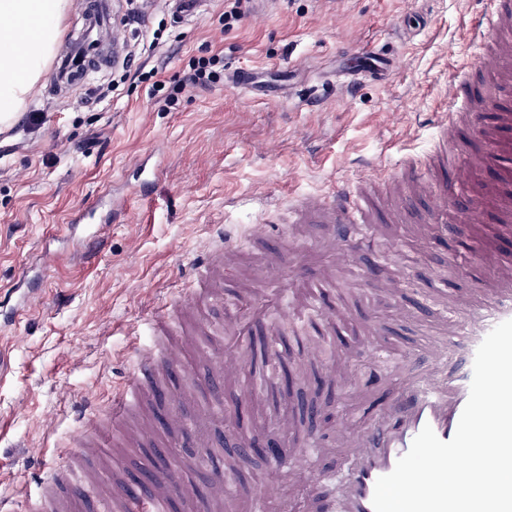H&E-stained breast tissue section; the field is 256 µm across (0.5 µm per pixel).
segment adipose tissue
Listing matches in <instances>:
<instances>
[{
    "label": "adipose tissue",
    "instance_id": "1",
    "mask_svg": "<svg viewBox=\"0 0 512 512\" xmlns=\"http://www.w3.org/2000/svg\"><path fill=\"white\" fill-rule=\"evenodd\" d=\"M69 0H0V125L20 112L58 45Z\"/></svg>",
    "mask_w": 512,
    "mask_h": 512
}]
</instances>
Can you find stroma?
Returning <instances> with one entry per match:
<instances>
[{
  "label": "stroma",
  "instance_id": "obj_1",
  "mask_svg": "<svg viewBox=\"0 0 512 512\" xmlns=\"http://www.w3.org/2000/svg\"><path fill=\"white\" fill-rule=\"evenodd\" d=\"M480 0H268L224 24V0L179 18L171 0H116L121 63L58 97L41 80L26 116L0 132V290L26 278L38 297L0 332V498L14 512H34L40 481L66 463L85 398L107 410L151 344L156 313L171 314L172 340L195 336L187 364L164 371L175 410L197 430L199 462L177 433L155 443H116L74 466L84 486L72 512H105L127 484L150 469L184 461L186 494L222 500V512H249L257 491L285 487L267 512H300L303 490L288 471L244 442L281 436L295 448L292 465L311 478L342 458L351 440L333 427L362 415L380 392L382 367L417 365L444 322L471 313L496 270L474 252L471 233L437 235L428 218L442 201L433 192L383 197L372 221L354 228L348 256L330 251V224H292L300 197L337 186L401 177L409 159L428 156L433 121L451 83L468 79L484 59L463 46ZM139 23L128 24L134 11ZM384 45L399 59L388 82L350 91L337 71L356 65V50ZM264 77L281 86L245 92L217 81L183 93L161 111L153 85H173L196 59ZM101 200L96 218L106 244L94 259L79 252L67 226ZM264 225L253 243L255 225ZM242 243L224 269V286L185 313L177 307L195 283L202 251L218 245L225 226ZM284 272L261 269L264 254ZM266 318L246 336L229 331L235 315ZM306 336L275 339L274 320ZM274 342L294 380H263L247 353ZM237 356L222 398L203 382L213 361ZM319 437L318 454L298 450Z\"/></svg>",
  "mask_w": 512,
  "mask_h": 512
}]
</instances>
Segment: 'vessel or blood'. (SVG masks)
Wrapping results in <instances>:
<instances>
[{
  "instance_id": "obj_1",
  "label": "vessel or blood",
  "mask_w": 512,
  "mask_h": 512,
  "mask_svg": "<svg viewBox=\"0 0 512 512\" xmlns=\"http://www.w3.org/2000/svg\"><path fill=\"white\" fill-rule=\"evenodd\" d=\"M469 45L479 50L486 64L478 85H457L452 89L446 112L437 119V140L427 159L409 167L405 179L411 189L434 182L436 171L446 173L476 171L465 166V153L456 149L460 128L467 127L485 139L489 146L488 164L493 176L486 185L483 198L468 204L455 184L434 183L436 193L452 202L464 222L480 218L485 212L495 216L496 231L512 234V0H488L472 25ZM93 48L83 43L72 46L57 61L53 82L69 83L77 61L89 59ZM398 67L396 57L379 50L361 54L358 64L344 71L345 86L352 87L361 80L385 82ZM370 212L362 207L356 191L341 188L324 197L308 195L298 200L293 209L297 224H336L340 230L333 240L339 254H347L352 243L353 227L368 223ZM238 246L234 236L224 238L223 246L207 249L199 266L196 296L210 294L216 277L222 276L224 263ZM497 270L496 286L484 302L458 322L456 336L463 339L487 335L499 323L512 319V259L494 257ZM166 320L155 323L159 339L146 351L137 369L128 377L119 401L105 414L81 420L71 460L85 457L91 449L100 447L110 434V427L120 424L127 412L146 393L156 389L160 367L182 365L185 348L193 337H183L175 344L164 339ZM451 344L440 339L433 343L422 366L404 377L396 393L388 396L370 415L363 433L357 434L346 454L342 475L334 481H312L307 473L296 470L292 483L300 485L307 496L305 512H374L372 498L377 479L390 473L398 459L410 448L413 439L424 426H431L441 440H450L469 397L471 372L453 373L448 369ZM147 494L130 493L122 497V512H170L173 497L182 488L174 475L165 469L149 478ZM68 466L56 468L42 487L37 503L38 512H64L68 496L74 494Z\"/></svg>"
}]
</instances>
